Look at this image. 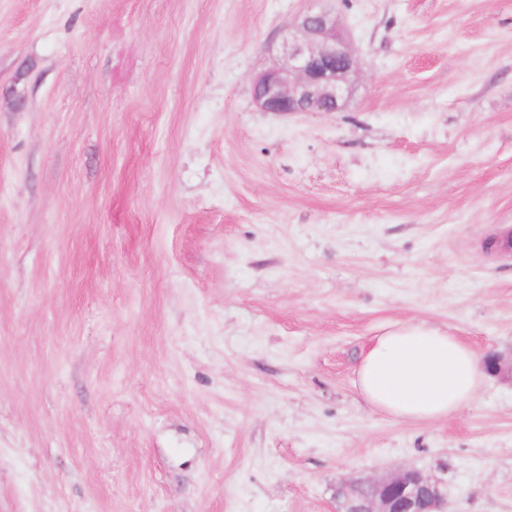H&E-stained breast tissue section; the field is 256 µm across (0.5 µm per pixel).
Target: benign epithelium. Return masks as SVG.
Masks as SVG:
<instances>
[{
    "label": "benign epithelium",
    "instance_id": "benign-epithelium-1",
    "mask_svg": "<svg viewBox=\"0 0 512 512\" xmlns=\"http://www.w3.org/2000/svg\"><path fill=\"white\" fill-rule=\"evenodd\" d=\"M309 6L281 45L282 63L252 79V102L261 112H338L351 94L361 59L343 35L336 16ZM487 367L512 382V356L488 357ZM339 512H444L443 482L403 467L382 479L351 481L336 491Z\"/></svg>",
    "mask_w": 512,
    "mask_h": 512
}]
</instances>
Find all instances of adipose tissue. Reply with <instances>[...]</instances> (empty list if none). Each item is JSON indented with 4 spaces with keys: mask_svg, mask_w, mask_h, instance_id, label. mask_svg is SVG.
Instances as JSON below:
<instances>
[{
    "mask_svg": "<svg viewBox=\"0 0 512 512\" xmlns=\"http://www.w3.org/2000/svg\"><path fill=\"white\" fill-rule=\"evenodd\" d=\"M484 367L468 344L447 332L405 325L373 338L357 370L372 407L406 420H439L469 404Z\"/></svg>",
    "mask_w": 512,
    "mask_h": 512,
    "instance_id": "ef3b65f1",
    "label": "adipose tissue"
}]
</instances>
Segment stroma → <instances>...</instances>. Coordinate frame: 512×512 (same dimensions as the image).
<instances>
[{
    "label": "stroma",
    "mask_w": 512,
    "mask_h": 512,
    "mask_svg": "<svg viewBox=\"0 0 512 512\" xmlns=\"http://www.w3.org/2000/svg\"><path fill=\"white\" fill-rule=\"evenodd\" d=\"M338 112H262L303 0H0V512H512V383L367 405L372 338L512 354V0H331ZM359 483L365 484L368 492L354 500L350 489ZM336 499L338 503L341 500L339 512H444L445 506L441 479L409 467L382 479L346 483L336 491Z\"/></svg>",
    "instance_id": "obj_1"
}]
</instances>
